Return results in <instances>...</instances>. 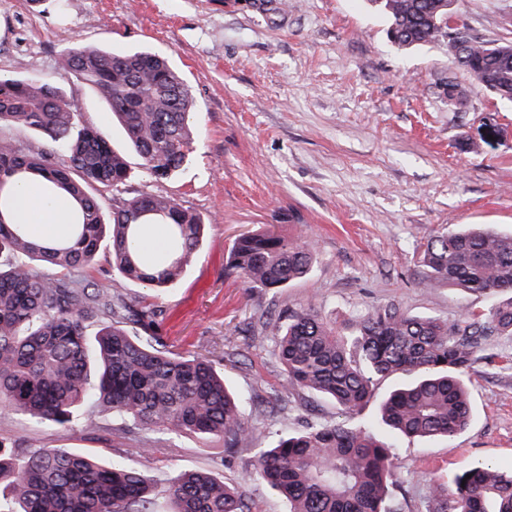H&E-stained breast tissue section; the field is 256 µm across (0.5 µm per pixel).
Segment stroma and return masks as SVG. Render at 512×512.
<instances>
[{
    "label": "stroma",
    "instance_id": "35a3bbf8",
    "mask_svg": "<svg viewBox=\"0 0 512 512\" xmlns=\"http://www.w3.org/2000/svg\"><path fill=\"white\" fill-rule=\"evenodd\" d=\"M477 40L512 35V0H453ZM75 47L148 48L169 59L197 105L188 164L154 181L136 156L121 196L175 199L206 226L183 277L161 295L120 282L107 255L81 279L121 283L128 304L160 311L166 349L213 359L261 433L235 453L219 441L155 433V451L116 443L120 422L88 407L72 430L0 406V440L22 456L41 448L81 452L139 469L146 479L206 471L246 491L253 512H288L270 487L250 479L259 449L310 423H338L328 400L282 389L274 354L279 314L312 303L343 320L394 303L453 322L490 308L497 292L471 294L423 284L419 256L453 224L512 231V103L453 69L445 42L403 49L370 0H0V77H40L62 86L84 119L120 148L124 134L105 102L59 71ZM466 90L449 103L448 78ZM495 124L502 139L475 141ZM268 224L312 243L311 274L284 288H252L227 273L235 240ZM512 337L500 338L469 374L473 415L453 438L398 439L395 495L426 512L434 483L478 461L512 470Z\"/></svg>",
    "mask_w": 512,
    "mask_h": 512
}]
</instances>
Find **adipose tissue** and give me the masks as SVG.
Instances as JSON below:
<instances>
[{
    "mask_svg": "<svg viewBox=\"0 0 512 512\" xmlns=\"http://www.w3.org/2000/svg\"><path fill=\"white\" fill-rule=\"evenodd\" d=\"M10 198L0 219L23 225L29 235L46 242L70 239L77 203L63 189L54 187L44 176L26 174L4 188Z\"/></svg>",
    "mask_w": 512,
    "mask_h": 512,
    "instance_id": "obj_1",
    "label": "adipose tissue"
}]
</instances>
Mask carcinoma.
Wrapping results in <instances>:
<instances>
[{"label":"carcinoma","mask_w":512,"mask_h":512,"mask_svg":"<svg viewBox=\"0 0 512 512\" xmlns=\"http://www.w3.org/2000/svg\"><path fill=\"white\" fill-rule=\"evenodd\" d=\"M402 48L446 42L448 60L476 87L512 101V39L493 45L466 25L448 38L441 26L443 0H371ZM59 68L96 92L124 129L148 175L174 176L190 160L194 101L183 78L161 55L70 49ZM44 138L51 152L34 151L0 134V189L21 172L55 182L80 204L74 238L64 244L28 238L18 224L0 220V404L36 421L67 427L80 405L123 420L118 431L166 430L224 442L233 453L255 438L224 375L206 357L157 347L151 337L153 306H129L112 288L84 287L79 273L108 250L125 281L157 290L183 276L199 248L200 218L174 199L138 195L113 199L104 212L95 193L116 191L127 180L125 156L82 119L77 105L53 82L0 77V128ZM168 228L157 258L138 246L147 224ZM28 258L32 266L17 264ZM316 249L269 229L235 243L228 272L255 288H284L307 277ZM429 288L511 297L485 312L450 324L411 314L391 303L337 323L307 305L287 311L276 328L275 355L283 388L319 394L345 417L360 415L381 380L409 381L389 393L378 424L408 440L451 438L471 418L466 379L479 355L512 336V233L468 225L431 239L421 257ZM99 324L88 337L90 322ZM450 485L434 484L428 512H512V472L481 462ZM254 476L288 501L289 512H405L393 494L392 445L377 431L343 423L310 424L258 449ZM15 509L0 512H154L153 486L119 462L102 464L85 454L54 448L23 457L0 441V485ZM169 512H252L249 499L203 471L166 480Z\"/></svg>","instance_id":"obj_1"}]
</instances>
